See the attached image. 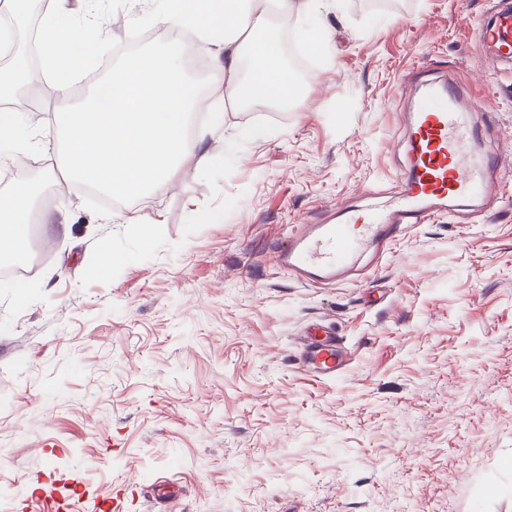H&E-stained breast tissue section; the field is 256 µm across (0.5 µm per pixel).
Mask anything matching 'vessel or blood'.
<instances>
[{
    "label": "vessel or blood",
    "mask_w": 512,
    "mask_h": 512,
    "mask_svg": "<svg viewBox=\"0 0 512 512\" xmlns=\"http://www.w3.org/2000/svg\"><path fill=\"white\" fill-rule=\"evenodd\" d=\"M482 42L499 57L512 59V11L499 13L484 29ZM474 110V102L447 83L417 81L401 190L385 204L341 211L335 222L298 225L278 252V267L309 282H338L363 254L390 246L402 226L420 223L457 202L490 199L487 172L494 162L471 152ZM300 346L303 365L317 375L342 371V353L332 342L307 335Z\"/></svg>",
    "instance_id": "1"
}]
</instances>
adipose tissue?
I'll list each match as a JSON object with an SVG mask.
<instances>
[{
    "mask_svg": "<svg viewBox=\"0 0 512 512\" xmlns=\"http://www.w3.org/2000/svg\"><path fill=\"white\" fill-rule=\"evenodd\" d=\"M217 10L202 8L200 0H168L156 18L165 46L138 53L105 77L103 89L91 90L72 111L42 118L62 136L60 170L65 182L90 183L128 198L168 191L188 161L212 160L203 137L187 133L190 114L205 109L207 125H224V104L272 96L295 101L298 91L278 60L279 32L265 28L246 32L244 18L253 0H219ZM195 34L193 47L209 52L218 75L199 95L179 65L188 49L180 35ZM250 77L241 80V64ZM32 200L21 191L0 196V256L19 250L29 238Z\"/></svg>",
    "mask_w": 512,
    "mask_h": 512,
    "instance_id": "ef3b65f1",
    "label": "adipose tissue"
}]
</instances>
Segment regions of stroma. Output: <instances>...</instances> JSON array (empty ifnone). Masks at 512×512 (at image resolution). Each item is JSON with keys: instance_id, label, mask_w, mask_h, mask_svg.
Returning a JSON list of instances; mask_svg holds the SVG:
<instances>
[{"instance_id": "35a3bbf8", "label": "stroma", "mask_w": 512, "mask_h": 512, "mask_svg": "<svg viewBox=\"0 0 512 512\" xmlns=\"http://www.w3.org/2000/svg\"><path fill=\"white\" fill-rule=\"evenodd\" d=\"M506 6L252 13L306 53L301 104H225L213 163L123 203L151 220L150 250L104 223L96 195L38 209L39 267L0 276V512H42L46 481L73 512H512V60L480 38ZM411 71L480 105L474 148L500 160L493 207L411 225L343 283L280 270L291 225L399 185ZM104 243L124 263L100 268ZM317 324L344 341L331 378L299 360Z\"/></svg>"}]
</instances>
